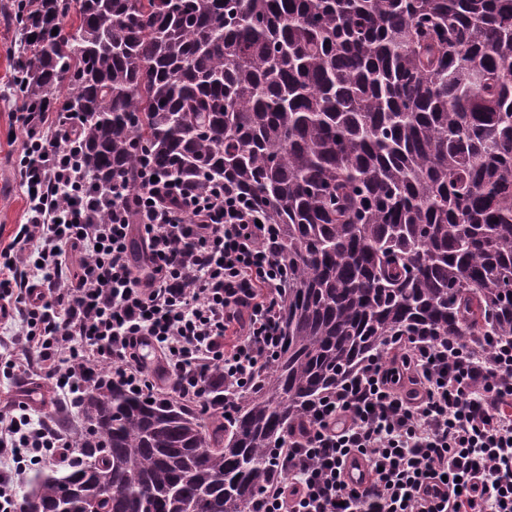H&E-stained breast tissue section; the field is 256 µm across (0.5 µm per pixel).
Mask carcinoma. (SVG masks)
I'll list each match as a JSON object with an SVG mask.
<instances>
[{
	"mask_svg": "<svg viewBox=\"0 0 512 512\" xmlns=\"http://www.w3.org/2000/svg\"><path fill=\"white\" fill-rule=\"evenodd\" d=\"M14 0L20 93L96 185L160 173L281 232L283 343L230 423L98 368L40 512H249L268 450L392 336L512 337V0ZM57 34H52L53 29ZM35 40H29V37Z\"/></svg>",
	"mask_w": 512,
	"mask_h": 512,
	"instance_id": "1",
	"label": "carcinoma"
}]
</instances>
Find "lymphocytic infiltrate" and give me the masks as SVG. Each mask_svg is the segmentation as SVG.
<instances>
[{
    "label": "lymphocytic infiltrate",
    "mask_w": 512,
    "mask_h": 512,
    "mask_svg": "<svg viewBox=\"0 0 512 512\" xmlns=\"http://www.w3.org/2000/svg\"><path fill=\"white\" fill-rule=\"evenodd\" d=\"M14 118L27 134L16 164L27 211L0 245V312L19 324L0 367L43 374L73 406L105 365L132 392L163 389L232 418L282 342L277 226L225 185L178 183L147 163L137 186L97 189L66 134L74 113ZM394 346L312 406L309 430L272 455L282 480L250 512H512V338ZM68 447L28 406L0 414V512H24L19 485ZM353 454L367 486L344 479Z\"/></svg>",
    "instance_id": "f902f5d3"
}]
</instances>
